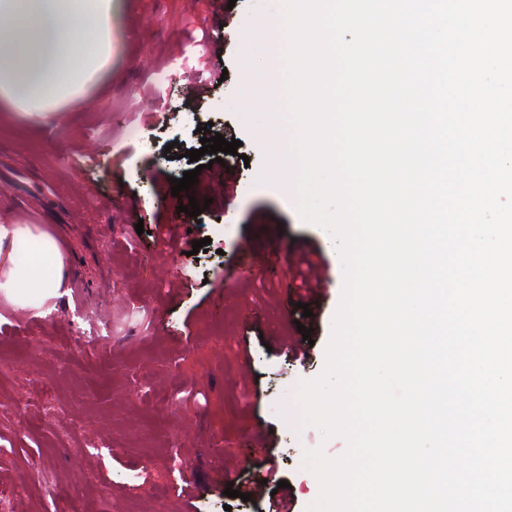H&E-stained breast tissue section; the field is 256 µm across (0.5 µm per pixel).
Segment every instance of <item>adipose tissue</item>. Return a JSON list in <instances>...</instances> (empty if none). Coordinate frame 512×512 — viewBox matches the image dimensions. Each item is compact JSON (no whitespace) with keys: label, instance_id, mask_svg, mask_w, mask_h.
<instances>
[{"label":"adipose tissue","instance_id":"1","mask_svg":"<svg viewBox=\"0 0 512 512\" xmlns=\"http://www.w3.org/2000/svg\"><path fill=\"white\" fill-rule=\"evenodd\" d=\"M114 0H0V110L42 117L112 61ZM69 279L54 237L0 224V301L40 309Z\"/></svg>","mask_w":512,"mask_h":512}]
</instances>
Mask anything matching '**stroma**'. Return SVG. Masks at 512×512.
<instances>
[{
  "label": "stroma",
  "mask_w": 512,
  "mask_h": 512,
  "mask_svg": "<svg viewBox=\"0 0 512 512\" xmlns=\"http://www.w3.org/2000/svg\"><path fill=\"white\" fill-rule=\"evenodd\" d=\"M274 12L273 0H117L111 69L49 120L0 121V224L42 227L78 279L48 316L0 303V495L15 512L101 499L111 512H185L186 485L195 512H268V495L224 494L258 465L306 512L319 485L304 449L344 452V439L280 412L324 366L343 265L332 235L260 178L259 108L241 91ZM220 70L224 83L198 98L192 73ZM207 122L241 142L232 168L211 172L231 190L185 219L177 208L189 200L171 181L192 170L185 153ZM130 125L143 126L140 141H124ZM174 142L183 155L172 160ZM188 234L208 239L206 251L183 254ZM306 255L328 286L300 362L293 274ZM50 402L62 415L46 412ZM47 466L51 491L40 485Z\"/></svg>",
  "instance_id": "obj_1"
}]
</instances>
